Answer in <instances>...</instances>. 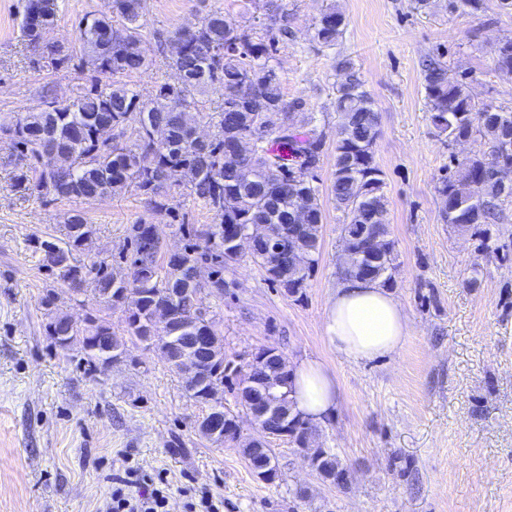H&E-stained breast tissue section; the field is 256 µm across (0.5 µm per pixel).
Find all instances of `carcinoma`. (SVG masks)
<instances>
[{
  "mask_svg": "<svg viewBox=\"0 0 512 512\" xmlns=\"http://www.w3.org/2000/svg\"><path fill=\"white\" fill-rule=\"evenodd\" d=\"M21 32L26 48L42 69L77 68L92 73L91 84L79 88L69 100L59 101L45 92L38 104L0 123V139L15 149L13 187L49 202L62 199L96 200L134 189L149 198L157 213L170 211L169 197L185 195L199 200L213 212V223L199 227L179 224L187 239L180 255L159 267L161 243L154 238L153 224L143 220L131 225L118 252L109 261L78 258L95 233L80 212L65 221L64 249L55 241L31 240L39 254V268L49 271L68 288L103 295L112 290L106 308L126 313L123 332L103 316L89 314L85 327H76L68 312L51 314L45 325L50 337H77L83 360L91 368L96 358L87 349L109 345L125 350L127 340H137L160 351L170 369L181 372L175 347L166 339L169 331L154 322L158 313L170 315V324L184 328L188 319L205 307L206 299L221 295L224 269L238 263L243 254L225 245L228 236L248 224H276L288 237L295 210H305L306 221L297 233L298 250L275 253L257 248L249 253L267 278L287 289L290 296L302 293L318 264L324 212L315 171L323 142L312 118L300 130L295 112L300 100L286 102L280 71L274 64L278 39L256 28L244 29L222 12H211L200 21L201 31L184 37L181 50L169 56L176 78L157 83L148 96L130 88L124 78L153 66L143 49L146 0H112V15L86 14L78 19L79 43L63 54L40 42V27L54 23L56 0H22ZM345 26L344 15L331 7L314 26L313 40L324 46L336 44ZM494 61L500 74L512 77V38L499 41ZM336 114L338 131L334 154L331 195L344 214L341 233L357 241L367 224L378 228L377 249L383 262L368 278L385 288L396 281V241L388 215L385 177L375 158L379 116L370 94L363 89L353 62L336 66ZM426 99L432 121L448 143L465 140L480 149L459 160L450 156L447 175L436 191L443 203L444 219L458 204L469 209L464 223L481 224L490 248V224L501 220L512 205L508 192L495 177L498 167L512 169V111L476 103L465 86L448 80V67L431 62L424 72ZM218 90L221 101L205 107L203 96ZM196 114V123L211 129L208 139L192 137L185 111ZM209 265L211 289L190 283L196 263ZM210 380L225 385L229 377L238 383L271 373L270 363L260 362L246 372L226 354L206 366ZM293 380L277 386L272 395L282 412L294 415ZM295 448H305L317 427L289 421ZM319 477L347 491L353 469L329 448L313 449Z\"/></svg>",
  "mask_w": 512,
  "mask_h": 512,
  "instance_id": "obj_1",
  "label": "carcinoma"
}]
</instances>
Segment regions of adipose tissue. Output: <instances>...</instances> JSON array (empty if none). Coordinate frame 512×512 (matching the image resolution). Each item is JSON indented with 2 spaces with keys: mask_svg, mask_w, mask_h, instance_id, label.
Returning a JSON list of instances; mask_svg holds the SVG:
<instances>
[{
  "mask_svg": "<svg viewBox=\"0 0 512 512\" xmlns=\"http://www.w3.org/2000/svg\"><path fill=\"white\" fill-rule=\"evenodd\" d=\"M324 332L343 361L360 365L398 353L410 334V321L389 289L343 278L331 299ZM293 380L295 408L305 418L318 423L333 414L339 386L324 362H301L293 369Z\"/></svg>",
  "mask_w": 512,
  "mask_h": 512,
  "instance_id": "1",
  "label": "adipose tissue"
}]
</instances>
